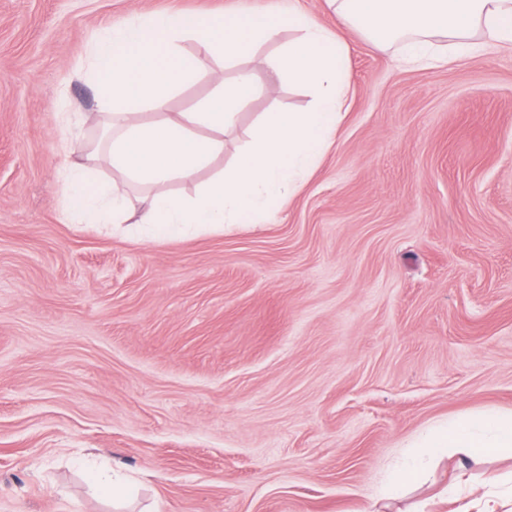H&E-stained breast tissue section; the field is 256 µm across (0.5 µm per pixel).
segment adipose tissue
I'll return each instance as SVG.
<instances>
[{
	"label": "adipose tissue",
	"instance_id": "ef3b65f1",
	"mask_svg": "<svg viewBox=\"0 0 512 512\" xmlns=\"http://www.w3.org/2000/svg\"><path fill=\"white\" fill-rule=\"evenodd\" d=\"M336 22L356 24L382 42L405 39L402 56L410 65L445 63L448 50L477 51L475 30L512 45V0H333ZM300 36L283 50L274 70L308 87L315 98L306 112H269L254 147L229 173L211 181L191 200L168 192L175 180H188L224 152V130L239 109L261 90L248 69L232 81L214 74L211 97L193 112L167 113L171 94L192 81L177 41L188 34L209 53L235 62L256 39L275 40L283 24ZM346 45L318 18L261 11L241 18L228 8L224 18L206 14H156L110 28L96 40L90 63L95 82L111 96L116 112L107 125L106 145L68 164L60 187L70 215L80 224L130 221L122 198L97 179L101 167L148 185L137 219L164 230L184 225L217 229L226 224H257L271 205L295 192L306 172L328 149L342 119L350 86ZM159 112L140 122L141 109ZM426 445L434 455L455 451L460 463L512 453V414L480 413L439 426Z\"/></svg>",
	"mask_w": 512,
	"mask_h": 512
}]
</instances>
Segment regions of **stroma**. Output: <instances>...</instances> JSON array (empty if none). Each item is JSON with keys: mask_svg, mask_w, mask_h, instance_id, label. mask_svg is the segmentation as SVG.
Segmentation results:
<instances>
[{"mask_svg": "<svg viewBox=\"0 0 512 512\" xmlns=\"http://www.w3.org/2000/svg\"><path fill=\"white\" fill-rule=\"evenodd\" d=\"M229 6L332 17L327 0H0V512H455L485 471L512 479L501 456L460 482L452 453L380 497L438 422L512 411V47L410 67L342 30L346 114L263 223L158 240L66 219L63 146L96 142L111 108L87 73L97 35ZM298 36L250 47L262 91L172 194L227 173L263 113L313 107L271 71ZM216 70L236 75L209 58L169 111ZM101 467L132 495L100 496Z\"/></svg>", "mask_w": 512, "mask_h": 512, "instance_id": "1", "label": "stroma"}]
</instances>
